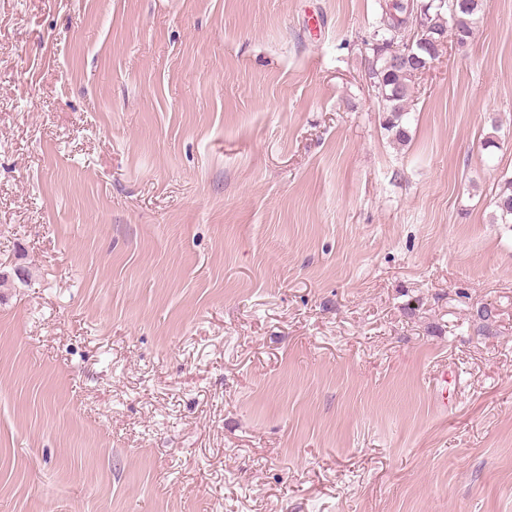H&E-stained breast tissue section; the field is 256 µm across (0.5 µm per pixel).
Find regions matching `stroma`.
I'll return each mask as SVG.
<instances>
[{
    "instance_id": "35a3bbf8",
    "label": "stroma",
    "mask_w": 512,
    "mask_h": 512,
    "mask_svg": "<svg viewBox=\"0 0 512 512\" xmlns=\"http://www.w3.org/2000/svg\"><path fill=\"white\" fill-rule=\"evenodd\" d=\"M379 2L0 0V512H512V0L403 146ZM494 205L496 213L493 218L500 221L497 224H512V180L506 181L495 195Z\"/></svg>"
}]
</instances>
